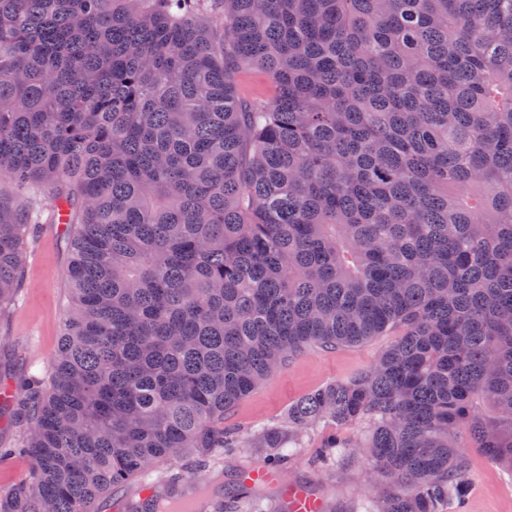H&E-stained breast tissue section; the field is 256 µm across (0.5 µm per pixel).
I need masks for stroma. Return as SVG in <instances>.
I'll list each match as a JSON object with an SVG mask.
<instances>
[{
	"mask_svg": "<svg viewBox=\"0 0 512 512\" xmlns=\"http://www.w3.org/2000/svg\"><path fill=\"white\" fill-rule=\"evenodd\" d=\"M32 201L41 212V221L33 225L28 238L26 264L15 302L9 314L0 317V386L15 388L11 402L15 408L25 397L23 382L48 375L69 306L70 228L52 223L51 190L40 188ZM389 342V337L380 336L355 347L306 349L243 399L231 414L230 423L238 425L247 436L261 426L285 422L290 404L320 386L368 369ZM324 435V429L319 428L304 438L301 447L290 456L287 469L281 471L280 484L250 494L248 512H275L281 484L303 482L311 484L334 512H356L360 501L369 494L368 465L359 460L330 473L323 470L318 456ZM265 455L262 448H239L230 454L220 451L207 470L199 471L186 453L177 461L156 463L133 480L116 485L101 507L103 512H113V498L128 495L144 482L169 483L187 478L208 481L219 474L228 484L242 468L264 465ZM465 455L471 492L462 512H512V473L492 464L479 449H466Z\"/></svg>",
	"mask_w": 512,
	"mask_h": 512,
	"instance_id": "stroma-1",
	"label": "stroma"
}]
</instances>
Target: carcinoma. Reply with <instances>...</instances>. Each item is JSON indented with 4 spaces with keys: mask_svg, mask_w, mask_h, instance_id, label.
I'll return each instance as SVG.
<instances>
[{
    "mask_svg": "<svg viewBox=\"0 0 512 512\" xmlns=\"http://www.w3.org/2000/svg\"><path fill=\"white\" fill-rule=\"evenodd\" d=\"M3 177L55 189L73 258L0 512H97L186 451L283 466L319 426L371 463L363 512H452L466 448L512 472V0H0ZM36 220L0 196V312ZM385 335L287 425L225 426ZM237 87L240 94L248 99H264L273 88L268 77L258 69H246L237 76ZM392 340L379 336L355 347L308 348L243 399L226 421L238 425L244 436L267 424L285 423L290 404L320 386L368 369ZM32 474V463L24 456L0 460V490L7 491L18 485L25 484Z\"/></svg>",
    "mask_w": 512,
    "mask_h": 512,
    "instance_id": "cac0c4a2",
    "label": "carcinoma"
}]
</instances>
